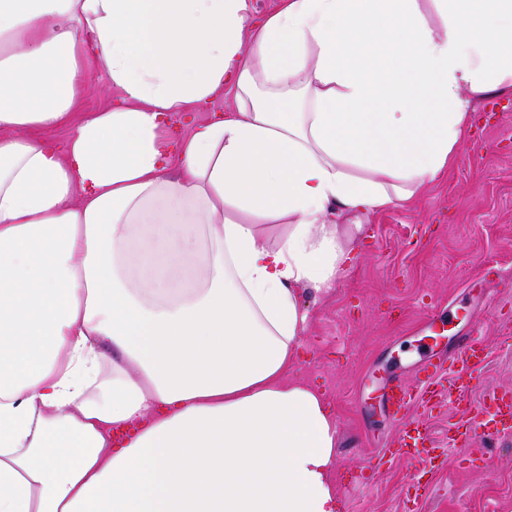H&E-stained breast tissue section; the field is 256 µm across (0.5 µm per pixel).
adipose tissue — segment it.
Returning a JSON list of instances; mask_svg holds the SVG:
<instances>
[{"mask_svg": "<svg viewBox=\"0 0 512 512\" xmlns=\"http://www.w3.org/2000/svg\"><path fill=\"white\" fill-rule=\"evenodd\" d=\"M508 90L512 0H0V512H339L300 297ZM116 94V91L107 85L102 74L96 70H90L84 76L81 87V112L78 115L108 109ZM236 106L235 91L225 87L224 93L216 95L207 102L195 104L191 113L170 114L165 121L170 133L177 137L187 131L191 116L197 120H204L212 114L227 115L229 112H234Z\"/></svg>", "mask_w": 512, "mask_h": 512, "instance_id": "1", "label": "adipose tissue"}]
</instances>
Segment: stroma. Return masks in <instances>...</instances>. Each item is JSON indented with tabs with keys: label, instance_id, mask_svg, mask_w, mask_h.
<instances>
[{
	"label": "stroma",
	"instance_id": "obj_1",
	"mask_svg": "<svg viewBox=\"0 0 512 512\" xmlns=\"http://www.w3.org/2000/svg\"><path fill=\"white\" fill-rule=\"evenodd\" d=\"M225 89L190 113L169 115L173 136L190 119L235 111ZM355 261L333 293L302 296L307 331L289 378L322 393L339 425L333 478L340 512H512V439L478 440L450 451L432 471L426 497L410 500L411 464L392 461L371 475L367 488L348 482L366 457L383 454L394 431L381 405V384L411 371L431 309L441 349L479 327L491 355L487 388H512V94L492 93L477 104L473 129L446 178L406 208L362 217ZM496 290L505 306L491 314L482 290Z\"/></svg>",
	"mask_w": 512,
	"mask_h": 512
}]
</instances>
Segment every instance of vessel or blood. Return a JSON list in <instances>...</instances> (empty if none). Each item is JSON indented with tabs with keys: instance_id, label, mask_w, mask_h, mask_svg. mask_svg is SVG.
<instances>
[{
	"instance_id": "1",
	"label": "vessel or blood",
	"mask_w": 512,
	"mask_h": 512,
	"mask_svg": "<svg viewBox=\"0 0 512 512\" xmlns=\"http://www.w3.org/2000/svg\"><path fill=\"white\" fill-rule=\"evenodd\" d=\"M490 350L479 329H472L458 342L453 361L441 352L425 347L411 378L394 377L385 385L387 417L395 428V439L387 452L368 458L365 473L354 476L355 484L366 482V472H378L387 462L404 460L415 469L409 487L415 497L428 494L427 479L448 460L452 448L467 446L474 438L493 441L512 434V389L481 392L482 376ZM457 405L460 417L448 429V445L440 447L429 428L412 417L420 407L431 410L442 400Z\"/></svg>"
}]
</instances>
